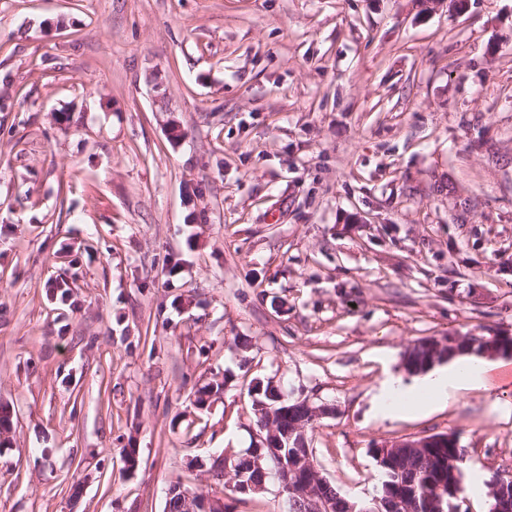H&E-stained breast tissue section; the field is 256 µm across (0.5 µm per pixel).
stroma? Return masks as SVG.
Here are the masks:
<instances>
[{"label": "stroma", "instance_id": "1", "mask_svg": "<svg viewBox=\"0 0 512 512\" xmlns=\"http://www.w3.org/2000/svg\"><path fill=\"white\" fill-rule=\"evenodd\" d=\"M496 331L512 0H0V512H164L176 481L281 512L209 471L259 447L256 380L332 406L306 434L347 499L422 435L512 472V387L371 410L416 341Z\"/></svg>", "mask_w": 512, "mask_h": 512}]
</instances>
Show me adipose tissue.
<instances>
[{
  "mask_svg": "<svg viewBox=\"0 0 512 512\" xmlns=\"http://www.w3.org/2000/svg\"><path fill=\"white\" fill-rule=\"evenodd\" d=\"M495 375L502 382L512 381V362L458 356L448 366L432 369L411 384L396 376L387 378L372 399V409L381 418L393 417L402 408L424 412L445 404L450 391L490 386Z\"/></svg>",
  "mask_w": 512,
  "mask_h": 512,
  "instance_id": "adipose-tissue-1",
  "label": "adipose tissue"
}]
</instances>
